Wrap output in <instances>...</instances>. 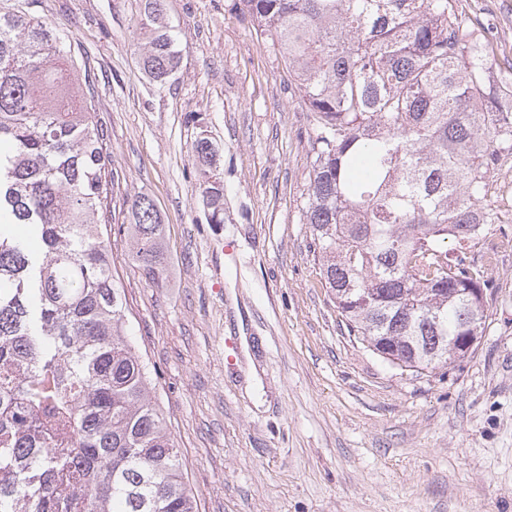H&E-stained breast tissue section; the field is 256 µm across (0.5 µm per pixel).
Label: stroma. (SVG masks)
<instances>
[{"label": "stroma", "instance_id": "stroma-1", "mask_svg": "<svg viewBox=\"0 0 512 512\" xmlns=\"http://www.w3.org/2000/svg\"><path fill=\"white\" fill-rule=\"evenodd\" d=\"M145 0H34L66 36L108 162L112 270L132 339L199 512H512V220L465 249L488 281L483 332L447 367L413 373L349 337L306 220L312 117L273 33L238 0H165L180 62L149 79ZM512 63V0H460ZM216 152L212 224L192 156ZM160 218L158 283L130 257L134 198ZM242 250L225 265L222 242ZM246 338L234 368L224 339ZM259 381L249 384L248 366ZM193 155L198 169L206 179L207 186L205 187L206 203L209 201L207 206L211 209L210 223L220 224L223 223V198L224 188L220 183L211 181L212 178L209 176L210 169L213 164V158L211 153V146L206 138H201L193 144Z\"/></svg>", "mask_w": 512, "mask_h": 512}]
</instances>
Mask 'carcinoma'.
Segmentation results:
<instances>
[{
  "label": "carcinoma",
  "mask_w": 512,
  "mask_h": 512,
  "mask_svg": "<svg viewBox=\"0 0 512 512\" xmlns=\"http://www.w3.org/2000/svg\"><path fill=\"white\" fill-rule=\"evenodd\" d=\"M241 2L274 30L313 118L306 219L349 335L413 372L447 366L464 324L449 291L487 287L448 242L502 223L486 199L512 154V64L486 83L490 42L458 0ZM141 28L164 83L179 51L163 0H145ZM64 43L25 6L0 11V512H198L128 340L104 136L55 65ZM193 155L209 176V141ZM205 196L224 223L223 186L206 180ZM131 216V257L155 282L157 211L140 196Z\"/></svg>",
  "instance_id": "cac0c4a2"
}]
</instances>
